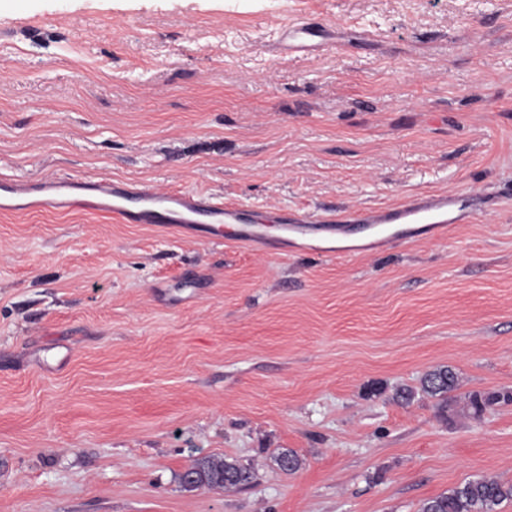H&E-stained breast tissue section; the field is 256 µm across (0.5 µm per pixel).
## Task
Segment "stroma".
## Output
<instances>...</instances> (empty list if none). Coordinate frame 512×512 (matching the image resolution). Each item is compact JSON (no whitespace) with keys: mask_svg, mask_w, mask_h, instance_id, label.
<instances>
[{"mask_svg":"<svg viewBox=\"0 0 512 512\" xmlns=\"http://www.w3.org/2000/svg\"><path fill=\"white\" fill-rule=\"evenodd\" d=\"M338 53L287 56L281 26ZM331 219L475 189L443 240L262 253L0 212V512H420L512 484V0H0V178ZM448 367L447 411L398 388ZM293 451L300 467L279 470ZM252 465L185 490L196 460ZM339 47L336 37L320 23L295 22L282 27L281 49L287 53L314 48L338 52ZM512 403V393L481 394L478 392L469 393L466 397L464 408L474 417H480L488 406L496 403ZM507 499H512V484L482 478L426 500L421 512H494L495 506Z\"/></svg>","mask_w":512,"mask_h":512,"instance_id":"1","label":"stroma"}]
</instances>
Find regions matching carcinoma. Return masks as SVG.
Masks as SVG:
<instances>
[{"mask_svg": "<svg viewBox=\"0 0 512 512\" xmlns=\"http://www.w3.org/2000/svg\"><path fill=\"white\" fill-rule=\"evenodd\" d=\"M456 374L440 367L429 371L421 378L420 390L431 397H443L455 389ZM512 403V393L467 395L464 408L474 417H480L487 407L496 403ZM254 471L237 461L212 457L198 460L183 473L181 482L185 489L199 488L234 490L252 482ZM512 499V484L492 478L469 480L450 491L426 500L421 512H494L495 506Z\"/></svg>", "mask_w": 512, "mask_h": 512, "instance_id": "cac0c4a2", "label": "carcinoma"}]
</instances>
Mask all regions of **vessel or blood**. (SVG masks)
<instances>
[{"mask_svg":"<svg viewBox=\"0 0 512 512\" xmlns=\"http://www.w3.org/2000/svg\"><path fill=\"white\" fill-rule=\"evenodd\" d=\"M281 48L288 53L314 48L335 51L339 44L322 24L295 22L283 26ZM82 195L90 196L92 209L114 215L125 224H156L178 232L195 230L209 240L222 239L225 225L231 224L236 241L256 250L271 246L257 227L251 209L218 205L198 194L155 191L130 181L56 176L42 181L36 195L27 197L15 181L0 178L1 212H58L73 207ZM470 200L467 193H423L394 206L349 211L331 221L283 210L276 212L275 220L284 231L281 244L314 234L322 240L317 247L321 253L329 252V238L344 234L347 225H397L395 234L367 236L355 246L359 252L378 251L410 237L415 230L438 239L447 238L449 225L469 217Z\"/></svg>","mask_w":512,"mask_h":512,"instance_id":"b4317fda","label":"vessel or blood"}]
</instances>
